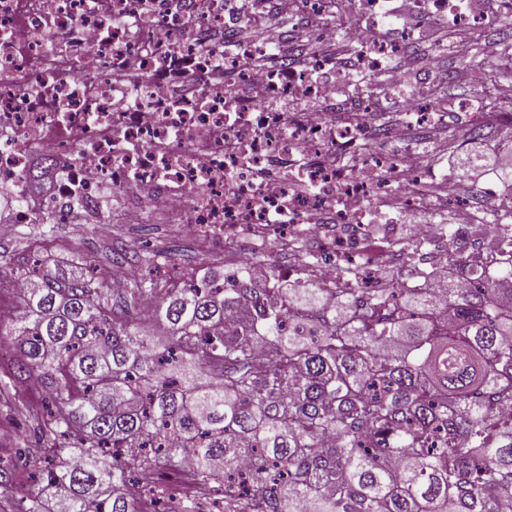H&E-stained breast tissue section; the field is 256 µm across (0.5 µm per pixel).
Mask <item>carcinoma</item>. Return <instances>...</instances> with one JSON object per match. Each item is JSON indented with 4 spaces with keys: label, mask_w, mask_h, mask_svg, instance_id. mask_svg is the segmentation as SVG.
I'll return each instance as SVG.
<instances>
[{
    "label": "carcinoma",
    "mask_w": 512,
    "mask_h": 512,
    "mask_svg": "<svg viewBox=\"0 0 512 512\" xmlns=\"http://www.w3.org/2000/svg\"><path fill=\"white\" fill-rule=\"evenodd\" d=\"M470 62L483 86L512 77V43ZM17 279L33 284L0 335L46 415L23 469L0 471V512H170L136 476L185 453L219 512H512V419L491 420L512 410V254L436 301L393 281L326 306L304 277L243 270L142 311L92 261L19 264L0 293Z\"/></svg>",
    "instance_id": "obj_1"
}]
</instances>
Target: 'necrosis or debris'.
I'll list each match as a JSON object with an SVG mask.
<instances>
[{
    "instance_id": "1",
    "label": "necrosis or debris",
    "mask_w": 512,
    "mask_h": 512,
    "mask_svg": "<svg viewBox=\"0 0 512 512\" xmlns=\"http://www.w3.org/2000/svg\"><path fill=\"white\" fill-rule=\"evenodd\" d=\"M236 2L0 0V186L20 201L11 223L75 216L109 232L108 187L228 246L246 233L292 247L307 233L319 248L306 274L329 298L356 284L380 287L382 269L401 261L433 270L454 254L467 270L488 271L512 253V197L494 187L452 194L456 223L418 220L421 190L435 177L407 167L417 145L394 157L372 151L378 138L397 137L366 123L383 106L378 94L336 99L348 73L389 75L405 89L391 108L435 127L442 115L426 104L431 67L393 71L415 30L373 38L390 21L381 0H352L335 29L349 52L302 66L284 58L258 80L247 62L268 48L240 40L249 20ZM410 2L418 21L449 18L467 33L512 17V0H496L491 15L463 0ZM119 68L135 82L115 83ZM277 98L304 99L308 109H272ZM338 147L361 151L360 162L325 164ZM37 153L58 171L49 198L33 196L26 180Z\"/></svg>"
}]
</instances>
